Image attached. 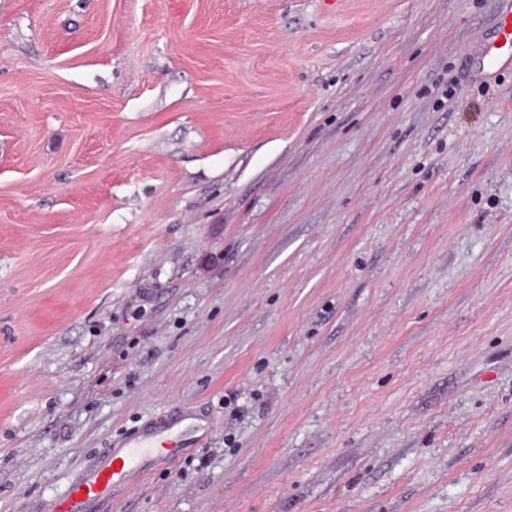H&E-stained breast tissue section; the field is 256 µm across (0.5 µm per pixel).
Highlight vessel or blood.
<instances>
[{"instance_id": "obj_1", "label": "vessel or blood", "mask_w": 512, "mask_h": 512, "mask_svg": "<svg viewBox=\"0 0 512 512\" xmlns=\"http://www.w3.org/2000/svg\"><path fill=\"white\" fill-rule=\"evenodd\" d=\"M476 60V73L483 79L512 69V0H497ZM214 430L213 423L185 405L148 421L113 443L93 469L73 479L65 493L49 503L47 512H102L117 491L139 485L155 468L201 447Z\"/></svg>"}]
</instances>
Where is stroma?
<instances>
[{"instance_id": "stroma-1", "label": "stroma", "mask_w": 512, "mask_h": 512, "mask_svg": "<svg viewBox=\"0 0 512 512\" xmlns=\"http://www.w3.org/2000/svg\"><path fill=\"white\" fill-rule=\"evenodd\" d=\"M497 0H0V512L189 403L107 512H512ZM477 76L492 79L512 70V1L497 0L492 24L476 50Z\"/></svg>"}]
</instances>
